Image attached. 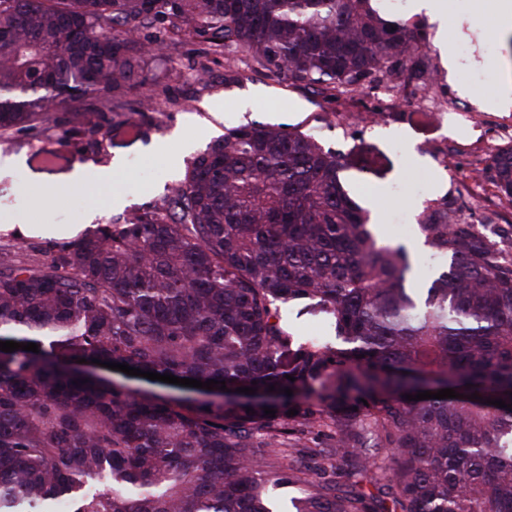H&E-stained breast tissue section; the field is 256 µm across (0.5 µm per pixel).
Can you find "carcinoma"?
Here are the masks:
<instances>
[{"mask_svg": "<svg viewBox=\"0 0 512 512\" xmlns=\"http://www.w3.org/2000/svg\"><path fill=\"white\" fill-rule=\"evenodd\" d=\"M175 19L325 100L433 73L422 25L374 0H0V130L95 93L120 105ZM342 160L298 128H226L163 208L0 269V341L39 349L0 351V512H279L269 490L300 471L284 449L320 427L324 469L368 471V428L391 449L386 498L323 486L293 512H512V408L485 403L512 405V232L431 199L417 229L441 265L411 287L408 251L379 241ZM474 172L512 205V142ZM304 299L333 340L289 329ZM81 358L255 381L261 401L134 389ZM444 388L461 397L405 399Z\"/></svg>", "mask_w": 512, "mask_h": 512, "instance_id": "1", "label": "carcinoma"}]
</instances>
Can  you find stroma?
<instances>
[{
  "label": "stroma",
  "instance_id": "35a3bbf8",
  "mask_svg": "<svg viewBox=\"0 0 512 512\" xmlns=\"http://www.w3.org/2000/svg\"><path fill=\"white\" fill-rule=\"evenodd\" d=\"M421 50L435 71L427 103L413 105L410 88H367L334 101L263 73L232 78L223 58L207 54L191 38L158 52L142 67L143 85L130 90L113 123L142 110L145 96L155 108L145 112L140 136L111 126L93 136L76 133L72 110L63 107L48 122L0 134V153L22 157V170L0 171L1 224H106L112 218L162 207L168 189L187 165L225 128L247 122L298 127L340 152L343 178L359 202L368 193L381 199L383 239L404 245L417 267L412 282L433 279L436 264H425L429 250L410 231L427 200L449 194L457 215L468 220L473 209L494 223L512 224V208L492 203L493 190L475 186L470 172L491 148L512 140V112L481 106L502 81L512 78V34L483 28L463 35L449 26L448 39L458 47L455 70H448L434 43L435 27L425 24ZM415 150H408V142ZM54 151L53 165L44 154ZM118 165L111 187H72L76 172ZM57 190L47 204L45 188ZM50 242L38 237L0 238V260L41 263L53 255Z\"/></svg>",
  "mask_w": 512,
  "mask_h": 512
}]
</instances>
